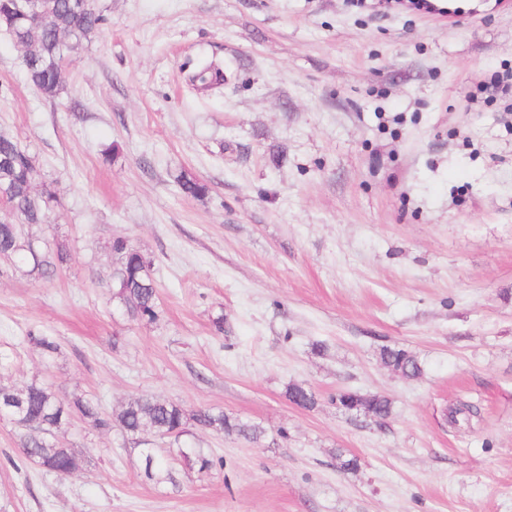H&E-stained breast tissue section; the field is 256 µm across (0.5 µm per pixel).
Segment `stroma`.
<instances>
[{
  "label": "stroma",
  "mask_w": 512,
  "mask_h": 512,
  "mask_svg": "<svg viewBox=\"0 0 512 512\" xmlns=\"http://www.w3.org/2000/svg\"><path fill=\"white\" fill-rule=\"evenodd\" d=\"M96 4L105 22L52 101L0 31V133L60 198L25 232L70 255L50 280L0 259V384L112 414L149 393L263 434L191 430L223 466L178 459L159 483L154 435L75 420L59 438L89 465L60 479L0 418V512H512V89L496 83L512 4ZM202 59L223 85L194 89ZM180 174L207 193L185 195ZM116 237L154 262L155 320L112 298ZM385 346L421 377L385 366ZM291 383L317 405L291 403ZM347 390L388 396L391 416L345 413ZM462 402L479 414L451 425ZM381 362L394 370L401 372L407 379L419 378L422 374V367L415 355L398 348L383 347L380 350ZM175 460L169 452L167 454H158L147 449L144 454L145 473L149 478L156 479L157 482H163L172 478L171 464Z\"/></svg>",
  "instance_id": "stroma-1"
}]
</instances>
